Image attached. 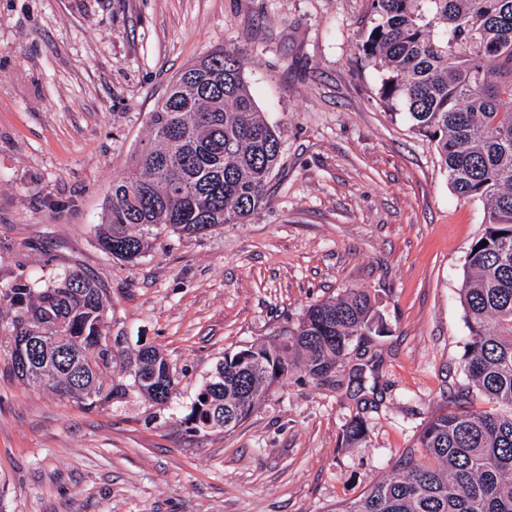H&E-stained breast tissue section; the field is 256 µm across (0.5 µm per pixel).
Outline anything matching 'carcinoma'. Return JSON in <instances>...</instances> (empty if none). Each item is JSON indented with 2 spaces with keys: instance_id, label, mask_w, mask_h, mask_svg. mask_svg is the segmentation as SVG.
I'll return each mask as SVG.
<instances>
[{
  "instance_id": "carcinoma-1",
  "label": "carcinoma",
  "mask_w": 512,
  "mask_h": 512,
  "mask_svg": "<svg viewBox=\"0 0 512 512\" xmlns=\"http://www.w3.org/2000/svg\"><path fill=\"white\" fill-rule=\"evenodd\" d=\"M370 13L358 50L378 73L379 100L434 148L458 196L482 201L485 222L459 289L469 331L466 383L424 425L421 454L407 449L397 474L336 512H512V0H370ZM245 70L243 53L220 47L168 85L149 113V137L132 153L133 175L112 183L97 234L112 257L136 262L159 226L204 235L245 224L268 201L281 132L259 111ZM8 297L25 303L11 343L28 335L42 341L27 371L10 350L7 365L18 378L88 409L131 387L157 404L171 398L170 364L153 346L127 361L131 383L105 386L115 357L101 341L106 295L87 275L68 272ZM383 331L364 290L318 302L285 340L224 355L187 420L197 432L229 431L272 384L297 372L337 385L351 358L365 356ZM475 391L490 408H468ZM345 438L365 440L361 418L348 423Z\"/></svg>"
}]
</instances>
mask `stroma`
I'll return each mask as SVG.
<instances>
[{
    "instance_id": "35a3bbf8",
    "label": "stroma",
    "mask_w": 512,
    "mask_h": 512,
    "mask_svg": "<svg viewBox=\"0 0 512 512\" xmlns=\"http://www.w3.org/2000/svg\"><path fill=\"white\" fill-rule=\"evenodd\" d=\"M368 0H0V512H336L391 476L464 383L458 290L484 205L458 197L428 142L376 97L357 50ZM243 52L281 129L266 205L200 237L153 230L127 263L101 250L113 180L170 80ZM79 270L107 295L124 355L152 345L176 387L100 408L15 377L6 299ZM360 289L386 332L361 384L297 373L231 431L185 417L225 354L274 342ZM365 442L347 445L354 417Z\"/></svg>"
}]
</instances>
